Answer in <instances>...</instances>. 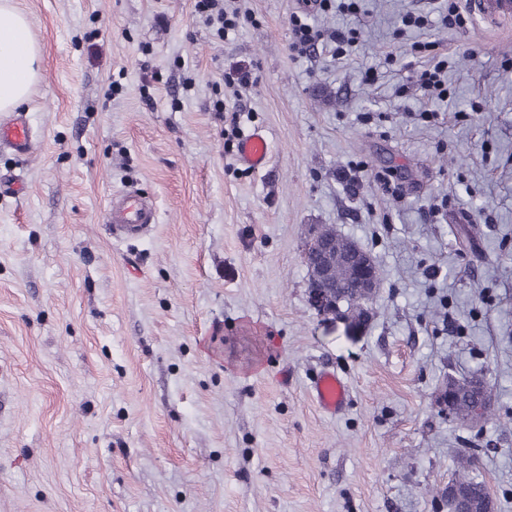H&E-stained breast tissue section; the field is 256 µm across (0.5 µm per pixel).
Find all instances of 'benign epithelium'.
<instances>
[{"instance_id": "7a95c632", "label": "benign epithelium", "mask_w": 512, "mask_h": 512, "mask_svg": "<svg viewBox=\"0 0 512 512\" xmlns=\"http://www.w3.org/2000/svg\"><path fill=\"white\" fill-rule=\"evenodd\" d=\"M308 270V295L311 307L321 317L341 319L348 326H358L361 320L353 319L343 308L345 295L336 292L344 287L338 274L343 269L353 287L362 309L373 301L379 286L375 264L363 254L356 243L328 234L316 228L310 234L303 253Z\"/></svg>"}]
</instances>
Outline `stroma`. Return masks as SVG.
<instances>
[{
	"label": "stroma",
	"mask_w": 512,
	"mask_h": 512,
	"mask_svg": "<svg viewBox=\"0 0 512 512\" xmlns=\"http://www.w3.org/2000/svg\"><path fill=\"white\" fill-rule=\"evenodd\" d=\"M224 2L223 39L195 0H16L43 61L22 106L38 149H0L25 186L0 195V512H448L464 448L512 512V23ZM409 11L427 25L396 35ZM297 14L360 41L297 54ZM418 41L451 62L445 100L414 84ZM231 69L254 79L239 99ZM257 129L259 171L237 158ZM128 189L157 222L126 240L106 213ZM325 225L378 267L354 333L309 303ZM326 369L335 415L311 394ZM471 373L493 394L473 428L437 404ZM347 385L334 372L324 371L315 379L312 392L319 406L331 415L338 414L344 407Z\"/></svg>",
	"instance_id": "stroma-1"
}]
</instances>
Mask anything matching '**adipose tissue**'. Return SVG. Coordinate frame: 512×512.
Segmentation results:
<instances>
[{
  "label": "adipose tissue",
  "instance_id": "1",
  "mask_svg": "<svg viewBox=\"0 0 512 512\" xmlns=\"http://www.w3.org/2000/svg\"><path fill=\"white\" fill-rule=\"evenodd\" d=\"M41 49L14 0H0V112L22 104L40 73Z\"/></svg>",
  "mask_w": 512,
  "mask_h": 512
}]
</instances>
